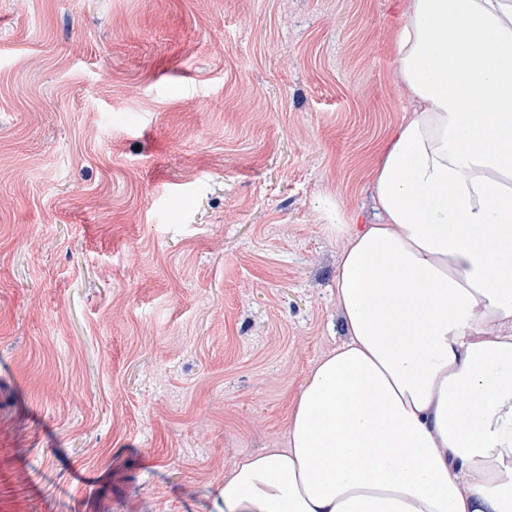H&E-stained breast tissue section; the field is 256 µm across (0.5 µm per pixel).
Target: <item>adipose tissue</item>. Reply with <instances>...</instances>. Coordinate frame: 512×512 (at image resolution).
<instances>
[{
	"label": "adipose tissue",
	"instance_id": "obj_1",
	"mask_svg": "<svg viewBox=\"0 0 512 512\" xmlns=\"http://www.w3.org/2000/svg\"><path fill=\"white\" fill-rule=\"evenodd\" d=\"M394 47L411 107L376 220H336L350 336L222 512H512V0H410Z\"/></svg>",
	"mask_w": 512,
	"mask_h": 512
}]
</instances>
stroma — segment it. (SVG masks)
<instances>
[{"label":"stroma","mask_w":512,"mask_h":512,"mask_svg":"<svg viewBox=\"0 0 512 512\" xmlns=\"http://www.w3.org/2000/svg\"><path fill=\"white\" fill-rule=\"evenodd\" d=\"M408 0H0V512H220L349 337Z\"/></svg>","instance_id":"stroma-1"}]
</instances>
